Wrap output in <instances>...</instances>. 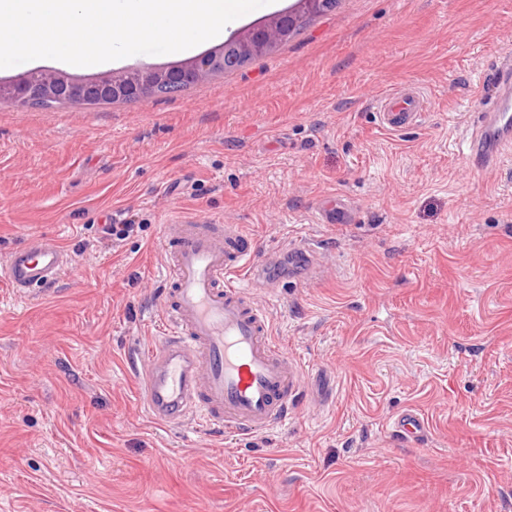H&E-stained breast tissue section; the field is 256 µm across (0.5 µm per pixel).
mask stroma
I'll return each instance as SVG.
<instances>
[{
	"label": "stroma",
	"mask_w": 512,
	"mask_h": 512,
	"mask_svg": "<svg viewBox=\"0 0 512 512\" xmlns=\"http://www.w3.org/2000/svg\"><path fill=\"white\" fill-rule=\"evenodd\" d=\"M512 0H341L271 54L172 95L0 99V260L56 238L78 273L0 285V512H512V148L468 149ZM421 87L392 131L376 103ZM342 224H316L330 195ZM135 223L115 243L102 217ZM239 224L272 256L286 427L237 436L143 412L133 353L162 330V226ZM317 242L322 278L288 251ZM413 408L428 434L400 439ZM429 100L417 89H407L382 98L376 107L380 124L390 130H401L418 124L428 112Z\"/></svg>",
	"instance_id": "1"
}]
</instances>
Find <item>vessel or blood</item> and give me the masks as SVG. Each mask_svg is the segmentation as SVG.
<instances>
[{
	"label": "vessel or blood",
	"instance_id": "b4317fda",
	"mask_svg": "<svg viewBox=\"0 0 512 512\" xmlns=\"http://www.w3.org/2000/svg\"><path fill=\"white\" fill-rule=\"evenodd\" d=\"M498 93L480 115L471 148L479 165L498 159L512 137V65L497 72ZM427 96L407 89L382 98L380 124L401 130L418 124ZM165 287L158 297L164 331L139 368V394L147 416L164 426L188 420L238 435L269 430L288 421L302 375L270 337L271 318L246 285L229 276H257L262 260L255 238L237 224L182 218L166 224ZM72 260L55 240L31 236L0 262V281L21 300L52 293ZM395 427L410 438L427 429L415 410Z\"/></svg>",
	"mask_w": 512,
	"mask_h": 512
}]
</instances>
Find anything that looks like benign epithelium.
Masks as SVG:
<instances>
[{
    "instance_id": "7a95c632",
    "label": "benign epithelium",
    "mask_w": 512,
    "mask_h": 512,
    "mask_svg": "<svg viewBox=\"0 0 512 512\" xmlns=\"http://www.w3.org/2000/svg\"><path fill=\"white\" fill-rule=\"evenodd\" d=\"M321 0H299L298 11L277 14L264 23L238 34L220 49L204 53L182 65L166 69L143 68L112 73L82 81L59 72L33 73L10 83L0 82L6 93L21 106L51 101L106 103L121 98L145 99L164 86L187 87L224 71L228 63L246 58L261 47L272 50L287 37L288 28L302 11H312Z\"/></svg>"
}]
</instances>
